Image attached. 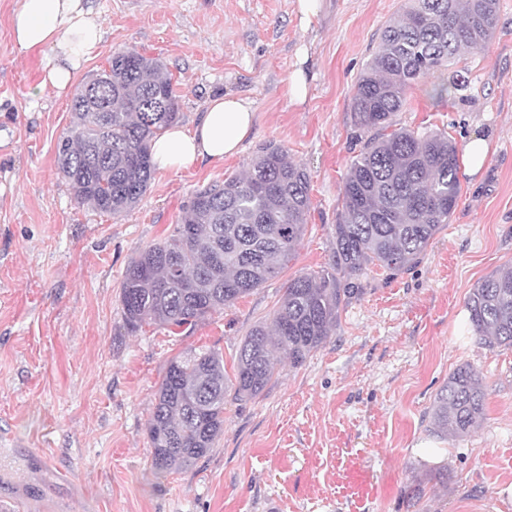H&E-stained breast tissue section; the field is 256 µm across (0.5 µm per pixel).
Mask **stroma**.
Listing matches in <instances>:
<instances>
[{"mask_svg": "<svg viewBox=\"0 0 512 512\" xmlns=\"http://www.w3.org/2000/svg\"><path fill=\"white\" fill-rule=\"evenodd\" d=\"M0 0V512H512V348L469 329L466 298L512 265V0L486 50L408 93L395 127L488 144L423 260L374 269L332 336L303 366L287 360L257 398L224 401V431L192 467L154 478L147 422L169 360L215 349L232 368L289 278L328 267L342 179L363 146L357 80L408 0H91L105 36L80 80L113 53L158 57L193 127L217 94L248 99L254 127L223 163L155 170L141 201L110 215L80 205L56 165L71 96L40 89L44 55L21 50ZM305 101L286 93L299 53ZM457 75L462 90L437 96ZM310 178V217L275 278L195 328L128 333L121 283L140 248L172 231L208 184L244 171L268 144ZM479 369L485 415L468 436L427 430L457 367Z\"/></svg>", "mask_w": 512, "mask_h": 512, "instance_id": "stroma-1", "label": "stroma"}]
</instances>
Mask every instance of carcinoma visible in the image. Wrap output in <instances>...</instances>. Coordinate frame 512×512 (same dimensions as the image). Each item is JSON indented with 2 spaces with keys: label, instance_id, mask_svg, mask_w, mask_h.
Instances as JSON below:
<instances>
[{
  "label": "carcinoma",
  "instance_id": "1",
  "mask_svg": "<svg viewBox=\"0 0 512 512\" xmlns=\"http://www.w3.org/2000/svg\"><path fill=\"white\" fill-rule=\"evenodd\" d=\"M390 23L356 83L352 110L364 147L348 167L334 225L329 268L288 280L270 323L255 326L239 348L234 379L213 349L168 361L147 423L151 471L159 478L207 455L224 432V399L260 395L277 356L295 368L331 335L370 267L391 275L425 256L461 193L459 148L442 132L388 131L408 91L447 70L464 49L493 37L499 0H409ZM163 63L135 50L112 55L87 94L72 99L73 125L57 144L60 172L78 203L110 215L134 207L154 175L151 142L179 118ZM309 177L269 144L241 175L198 191L172 233L128 264L121 303L125 327L194 326L278 276L304 236ZM473 333L512 347V266L483 279L467 296ZM482 373L461 365L437 392L429 432L469 435L484 416Z\"/></svg>",
  "mask_w": 512,
  "mask_h": 512
}]
</instances>
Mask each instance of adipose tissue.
Returning a JSON list of instances; mask_svg holds the SVG:
<instances>
[{"instance_id":"ef3b65f1","label":"adipose tissue","mask_w":512,"mask_h":512,"mask_svg":"<svg viewBox=\"0 0 512 512\" xmlns=\"http://www.w3.org/2000/svg\"><path fill=\"white\" fill-rule=\"evenodd\" d=\"M12 32L21 50L45 52L40 84L60 95L71 91L104 36L90 0H19ZM253 118L246 99L229 94L211 98L194 127L169 128L153 142V161L161 170L223 161L239 151Z\"/></svg>"}]
</instances>
